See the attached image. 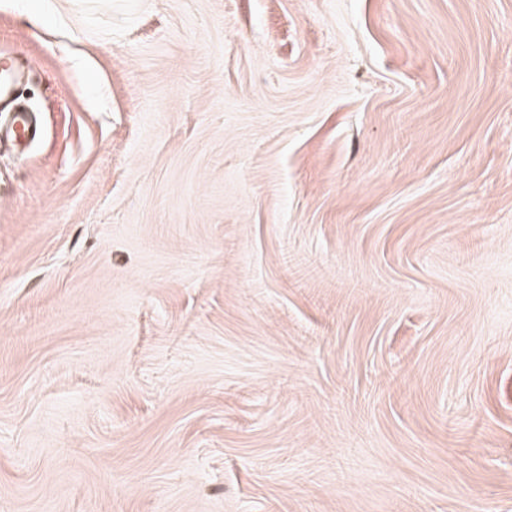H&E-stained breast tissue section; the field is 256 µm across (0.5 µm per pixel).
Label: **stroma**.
Masks as SVG:
<instances>
[{"label":"stroma","mask_w":512,"mask_h":512,"mask_svg":"<svg viewBox=\"0 0 512 512\" xmlns=\"http://www.w3.org/2000/svg\"><path fill=\"white\" fill-rule=\"evenodd\" d=\"M0 512H512V0H0ZM25 77L24 71L18 64V58L16 54L12 53H1L0 54V104L1 112H3L4 103L11 101L13 90L16 84H18ZM40 135L41 129L36 123V117L21 106L13 107L6 128L3 129L0 125V140L10 141L14 148H20V152H23L30 142L39 139Z\"/></svg>","instance_id":"1"}]
</instances>
